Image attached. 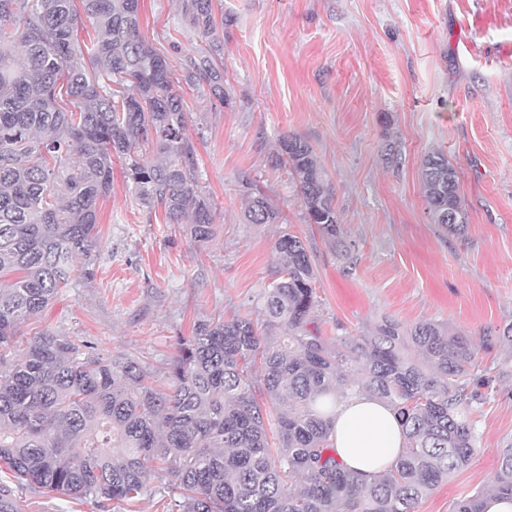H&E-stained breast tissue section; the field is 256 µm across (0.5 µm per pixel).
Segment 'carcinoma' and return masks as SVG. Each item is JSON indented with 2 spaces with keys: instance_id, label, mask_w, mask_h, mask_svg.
<instances>
[{
  "instance_id": "obj_1",
  "label": "carcinoma",
  "mask_w": 512,
  "mask_h": 512,
  "mask_svg": "<svg viewBox=\"0 0 512 512\" xmlns=\"http://www.w3.org/2000/svg\"><path fill=\"white\" fill-rule=\"evenodd\" d=\"M139 2L0 0V512H25L16 506L25 486L114 512L166 473L177 490L168 512H416L478 453L475 408L512 379V357L487 368L469 336L428 321L408 329L385 319L331 346L315 325L308 250L287 230L258 316L195 324L166 393L138 358L105 359L51 330L22 339V324L91 259L113 159L139 205L196 242L214 236L185 99L170 57L140 33ZM179 2L186 24L218 49L216 0ZM81 12L95 23L89 45L75 35ZM179 67L187 86L231 104L222 60L182 53ZM275 159L305 222L346 247L312 146L284 135ZM421 185L431 223L464 233L469 215L445 154L424 157ZM241 186L244 223H285L253 180ZM501 346L512 350V321L484 334V350ZM338 385L386 401L405 428L402 456L369 480L346 471L330 443ZM494 489L512 496V439ZM483 496H464L452 512H482Z\"/></svg>"
}]
</instances>
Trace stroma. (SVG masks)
I'll list each match as a JSON object with an SVG mask.
<instances>
[{"mask_svg": "<svg viewBox=\"0 0 512 512\" xmlns=\"http://www.w3.org/2000/svg\"><path fill=\"white\" fill-rule=\"evenodd\" d=\"M224 86L215 106L184 90L198 179L216 202L204 245L138 205L120 164L99 203L87 268L25 323L77 336L112 358L131 354L166 381L180 338L214 314H245L275 277L273 225L243 223L238 178L248 174L307 245L325 340L364 335L391 319L431 320L481 344L512 321V0H223ZM140 31L162 52L192 50L197 34L178 0H140ZM314 149L353 259L305 223L280 136ZM440 149L460 173L469 214L463 235L430 222L421 162ZM479 452L417 512H452L489 489L512 438V381L474 414ZM26 512H97L92 501L23 491Z\"/></svg>", "mask_w": 512, "mask_h": 512, "instance_id": "obj_1", "label": "stroma"}]
</instances>
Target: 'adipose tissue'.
<instances>
[{
	"mask_svg": "<svg viewBox=\"0 0 512 512\" xmlns=\"http://www.w3.org/2000/svg\"><path fill=\"white\" fill-rule=\"evenodd\" d=\"M331 440L337 460L366 479L390 467L405 448L403 426L395 410L362 391L337 398Z\"/></svg>",
	"mask_w": 512,
	"mask_h": 512,
	"instance_id": "obj_1",
	"label": "adipose tissue"
}]
</instances>
